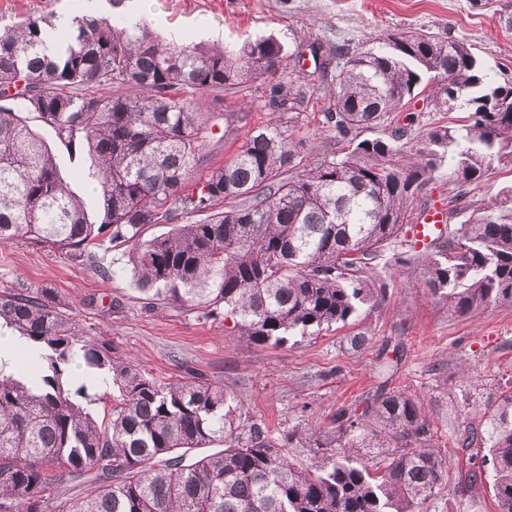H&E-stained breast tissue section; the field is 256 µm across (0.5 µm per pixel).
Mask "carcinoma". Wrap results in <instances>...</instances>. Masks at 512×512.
I'll return each mask as SVG.
<instances>
[{
	"label": "carcinoma",
	"instance_id": "obj_1",
	"mask_svg": "<svg viewBox=\"0 0 512 512\" xmlns=\"http://www.w3.org/2000/svg\"><path fill=\"white\" fill-rule=\"evenodd\" d=\"M51 25H0V245L27 239L90 264L96 249L123 246L146 309L222 317L229 335L261 347L381 308L388 252L452 315L512 306V189L470 198L512 161V79L465 43L406 33L336 46L324 113L333 140L312 157L292 138L321 75L290 76L270 89L288 120L253 126L196 180L213 130L247 119L207 111L203 96L276 72L283 45L269 36L229 54L164 42L119 15L75 16L69 38L47 44ZM428 86L435 111L468 115L415 140L394 112ZM60 153L90 161L95 211L63 176ZM449 157L448 224L418 250L407 227ZM156 224L170 229L144 237ZM0 323L46 362L36 377L0 369V512H45L58 483L92 490L56 512H430L448 484V446L467 454L462 494L476 500L491 473L496 512H512V386L446 435L432 419L446 377L428 402L384 380L326 426L275 432L222 386L147 376L48 286L1 289ZM77 358L112 391L74 386ZM210 447L219 451L198 453Z\"/></svg>",
	"mask_w": 512,
	"mask_h": 512
}]
</instances>
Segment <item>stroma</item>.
Returning a JSON list of instances; mask_svg holds the SVG:
<instances>
[{"label":"stroma","mask_w":512,"mask_h":512,"mask_svg":"<svg viewBox=\"0 0 512 512\" xmlns=\"http://www.w3.org/2000/svg\"><path fill=\"white\" fill-rule=\"evenodd\" d=\"M111 17L109 0H0V24L29 16L51 19L77 15ZM512 0H150L142 18L167 41L221 43L229 50L244 41L278 39L292 62L314 69L316 59L334 53L337 44L363 46L375 38L428 32L466 43L489 63L512 67ZM281 63L276 75L251 84L241 96L212 102L215 112L246 109V123L212 139L197 168L198 175L224 165L244 143L251 126L271 119L268 89L291 73ZM331 81L309 92V103L293 132L308 147L329 141L334 132L324 114L332 107ZM463 112L434 111L425 96L397 112L398 124L421 134L434 122L461 124ZM121 247L99 249L95 265L72 262L58 250L15 241L0 245V288L17 282L54 288L69 301L80 322L159 381L185 370L201 373L242 398L251 415L271 429L307 419L327 424L338 406L364 399L377 386L381 361L394 362L389 385L419 396L436 395L439 374L455 376L470 369L472 394L488 396L502 378L512 375V306L493 305L466 316L449 314L406 270L385 265L389 284L385 305L355 324L333 328L282 347H256L227 335L223 319H201L176 308L146 310L123 267ZM112 269L111 277L98 273ZM362 345H351L354 334ZM462 461L448 456V490L431 512H495L491 497L471 503L454 487Z\"/></svg>","instance_id":"35a3bbf8"}]
</instances>
